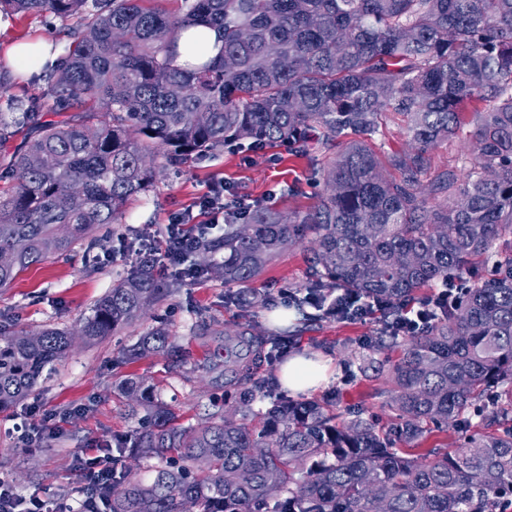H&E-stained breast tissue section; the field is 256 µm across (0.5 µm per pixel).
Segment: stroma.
Instances as JSON below:
<instances>
[{
  "instance_id": "obj_1",
  "label": "stroma",
  "mask_w": 512,
  "mask_h": 512,
  "mask_svg": "<svg viewBox=\"0 0 512 512\" xmlns=\"http://www.w3.org/2000/svg\"><path fill=\"white\" fill-rule=\"evenodd\" d=\"M76 20L64 21L53 14L10 17L6 38L31 34L54 37L59 52L72 43ZM470 127L443 142L428 157V173L469 164ZM324 154L302 153L284 143L254 151L227 147L190 159L175 170L157 171L149 192L131 201L119 224H105L64 257H52L32 265L9 287L0 288V322L36 333L53 326L77 331L93 313L98 299L133 269L134 260L123 249L135 230L169 223L172 216L197 206L213 181H223L228 192L247 202L282 212H305L319 191L314 170ZM310 253L304 243L282 249L250 284L269 298V308L247 311L231 305L237 286L222 276L208 274L195 284L162 296L150 309L109 336L90 341L77 336L66 357L24 399L0 410V479L8 480L23 496L31 494L64 502L73 496L82 478L74 461L85 449L121 437L141 424L117 386L128 378L144 379L168 402L184 427L204 425L224 393L225 327L247 324L264 339L266 357L255 373H278L296 354L327 360L333 371L329 383L311 391L314 399L332 398L342 418L388 422L389 385L385 374L360 360L378 335L380 324L341 323L320 319L315 309L288 322L287 332L275 336L273 308L287 305L288 292L306 285ZM169 329L172 348L131 360L126 352L140 336L159 325ZM53 417L55 430L41 444L17 441L10 428L13 420L41 425Z\"/></svg>"
}]
</instances>
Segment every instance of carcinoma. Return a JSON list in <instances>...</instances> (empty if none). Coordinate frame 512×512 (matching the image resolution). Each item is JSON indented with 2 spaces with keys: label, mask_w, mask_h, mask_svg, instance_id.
<instances>
[{
  "label": "carcinoma",
  "mask_w": 512,
  "mask_h": 512,
  "mask_svg": "<svg viewBox=\"0 0 512 512\" xmlns=\"http://www.w3.org/2000/svg\"><path fill=\"white\" fill-rule=\"evenodd\" d=\"M0 0V12L77 18L74 42L46 95L63 121L31 99L0 118V288L29 266L69 252L99 224L122 223L157 160L176 167L228 144L286 142L332 153L323 193L304 212L254 205L199 236L194 252L224 283L246 285L291 243L309 241L312 279L294 298L332 316L330 303H398L482 259L474 283L420 336L387 326L370 347L400 346L391 366L395 422L385 431L343 420L323 400L275 399L278 378H254L249 358L224 361L249 379L234 407L207 425L174 424L169 405L132 378L120 386L147 425L115 440L110 512H507L512 505V0ZM222 30V54L194 69L173 64L181 29ZM388 110L406 118L410 150L388 167L365 144ZM473 118L466 172L439 173L438 203L421 195L428 154ZM27 126L9 148L17 122ZM346 146L333 153L337 142ZM180 280L159 282L144 261L98 302L81 335L97 339L138 318ZM248 329L224 344L254 348ZM0 324V409L26 397L72 345ZM170 345L158 327L128 350ZM465 431L455 449L424 448L429 425ZM157 459L137 477L125 463Z\"/></svg>",
  "instance_id": "obj_1"
}]
</instances>
